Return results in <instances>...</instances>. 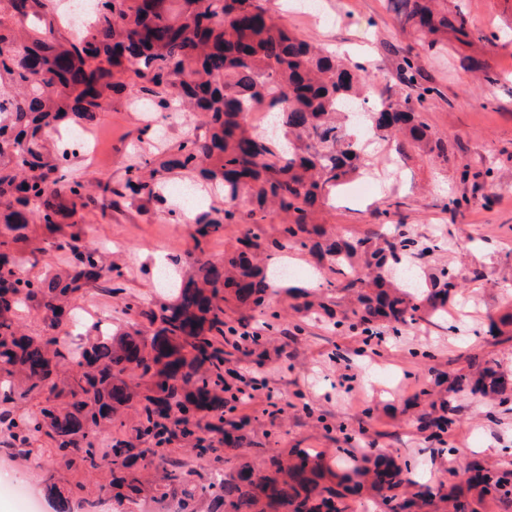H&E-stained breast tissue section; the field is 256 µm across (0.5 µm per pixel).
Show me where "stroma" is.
I'll return each mask as SVG.
<instances>
[{
	"label": "stroma",
	"instance_id": "obj_1",
	"mask_svg": "<svg viewBox=\"0 0 512 512\" xmlns=\"http://www.w3.org/2000/svg\"><path fill=\"white\" fill-rule=\"evenodd\" d=\"M258 2L301 39L347 63L368 66L378 77L376 99L394 101L407 92L400 63L405 54L413 55L417 83L436 90L423 116L447 143L448 161L412 145L400 154L381 145L369 167L318 211L316 221L326 237L347 240L372 232L390 236L397 224H406L413 239L412 261L424 285L441 279L447 270L457 287L448 297L447 315L409 324L397 333L381 325L376 337L365 341L362 334L333 325L332 313L346 310L349 300L330 287L328 259L307 249L272 248L284 217L268 211L254 252L256 263L265 268L287 262L293 270L290 285L312 288L328 310H305L287 292H279L272 308L280 320L270 334L259 312L229 303L226 311L237 331L261 336L230 368L260 373L271 394L237 403V415L249 420L238 457L202 466L181 440L168 445L167 457L196 471L197 482L206 484L242 462L259 464L261 448L271 455L294 448L322 451L331 460L344 446L361 454L366 444L345 443L343 435L364 428L380 433L379 449L406 468L407 479L416 485L434 488L450 478L465 484L464 466L471 460L512 470V399L504 404L479 396L461 400L443 453L427 442L416 422L441 391L442 375L465 369L469 354L495 360L512 382V341L498 343L487 334L490 322L512 311V0H438L442 11L465 15L475 36L463 44L448 35L432 50L402 26L391 0H319L320 10L313 14L302 9L301 0ZM473 59L482 63V70L471 69ZM144 127L142 113L115 99L111 110L87 130L89 141L99 147L97 157L79 152L72 167L104 182L121 180ZM478 170L488 179L476 193L470 174ZM461 196L470 197V204L450 214L449 198ZM396 200L401 203L397 210L392 207ZM179 206L173 198L164 204L127 200L107 217L87 214L79 226L83 241L107 250L122 290L114 295L92 290L71 304L66 317L78 333L70 348L87 343L102 316L108 319V331L151 335L148 320L126 313L125 305L135 301L148 310L171 302V295L156 283L158 264L188 278L198 255L223 261L225 251L247 230L243 224H227L197 245L191 214L172 216ZM26 233L41 247L26 259L30 275L68 270V261L53 245L54 234L38 223L29 224ZM161 473L158 465L141 470L140 497L120 499L110 491L111 464L84 469L63 460L44 434H31L20 443L0 424V512H20L12 492L20 482L37 487L41 512H55L47 492L51 485L72 501H99L101 512H153L163 491Z\"/></svg>",
	"mask_w": 512,
	"mask_h": 512
}]
</instances>
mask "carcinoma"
I'll use <instances>...</instances> for the list:
<instances>
[{"label": "carcinoma", "mask_w": 512, "mask_h": 512, "mask_svg": "<svg viewBox=\"0 0 512 512\" xmlns=\"http://www.w3.org/2000/svg\"><path fill=\"white\" fill-rule=\"evenodd\" d=\"M431 0H401L404 23L422 44L433 48L448 32L464 42L472 37L468 22L436 13ZM96 8L78 34L68 28V12L58 0H0V383L14 370L26 373L20 390H8L3 402L50 395L40 415L49 421L48 436L65 456L84 468L107 458L115 469L130 459L151 465L175 439L193 442L196 457L208 463L221 455L235 456L243 436L224 439V447L196 434L191 416L206 408L210 397L224 390V345L242 350L236 328L226 319L224 293L260 314H269L265 328L273 331L280 318L270 307L273 288L266 270L252 263L258 233L248 231L219 265L199 257L198 278L183 282L175 302L158 310L136 303L126 310L155 327L151 338L139 333L106 335L88 350L74 351L61 341L64 306L96 288L115 293L112 267L101 264L97 251L77 233L59 239L56 249L71 257L64 277L33 279L24 271L17 245L28 241L26 229L35 220L54 232L59 225L82 220L92 208L106 215L122 200L164 201L169 175L179 170L190 180L199 177L224 190V207L195 215L197 243L218 233L224 224L243 220L259 227L266 205L285 214L282 240L275 248L310 246L330 258L343 277L342 290L356 300L348 329L371 337L382 321L394 331L435 314L456 288L452 278L414 294L389 277L396 250L409 238L399 231L392 240L367 235L354 242L337 238L324 244L312 213L332 190L366 165L368 149L362 135L349 129L346 114L368 101L371 72L351 66L292 35L267 18L257 0H95ZM433 89L384 101L367 111L372 140L408 142L448 160V146L437 138L422 112ZM123 94L156 112L176 103L205 117L208 135L185 138L174 147L141 152L126 167L122 180L94 195L84 177L73 172L69 151L53 152V132L85 124L110 110ZM264 106L276 113L285 141L255 132L247 114ZM242 194L252 208L240 213L232 202ZM43 315L42 336L19 334L17 310ZM70 362L75 376L58 388L59 363ZM468 366L478 371L447 379L446 393L418 417L427 439L443 443L456 423L453 402L459 398L505 394V378L494 361L473 353ZM137 370L147 379L143 421L136 440L151 443L135 448L116 440L104 451L90 439L89 428L112 418L110 402L129 399L124 377ZM167 405L160 411L158 406ZM244 419L234 409L220 413L208 431H239ZM478 481L467 489L442 483L436 489L406 490L408 481L394 460L364 455L361 462L337 472L326 457L296 454L270 456L260 469L244 466L201 486L171 463L166 479L179 496L178 512H195V503L212 495L213 512H344L345 494L375 492L387 512H477L489 495H512V471H497L474 462Z\"/></svg>", "instance_id": "carcinoma-1"}]
</instances>
